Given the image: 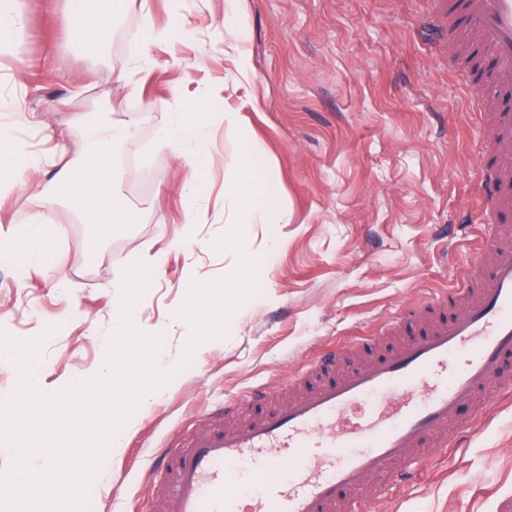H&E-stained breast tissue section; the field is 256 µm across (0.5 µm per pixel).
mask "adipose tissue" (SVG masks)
Wrapping results in <instances>:
<instances>
[{
	"label": "adipose tissue",
	"instance_id": "adipose-tissue-1",
	"mask_svg": "<svg viewBox=\"0 0 512 512\" xmlns=\"http://www.w3.org/2000/svg\"><path fill=\"white\" fill-rule=\"evenodd\" d=\"M135 127L132 120L112 125L89 122L85 160L78 165L61 166L56 171L51 184L53 197L64 202L84 223L104 231L131 223V212L112 201V149L129 139ZM211 138L212 112L206 96L180 106L158 133L159 147L189 164L196 173L188 186V196H196L202 190L201 176ZM43 163L41 156L26 150L9 132L0 129V185L6 191L24 189L25 172ZM48 224L43 202H36L22 223L5 230L0 228V253L9 254L26 266L44 264L54 247Z\"/></svg>",
	"mask_w": 512,
	"mask_h": 512
}]
</instances>
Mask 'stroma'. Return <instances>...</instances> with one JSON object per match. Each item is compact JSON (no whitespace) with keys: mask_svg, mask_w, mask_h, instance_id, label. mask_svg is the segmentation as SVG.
I'll use <instances>...</instances> for the list:
<instances>
[{"mask_svg":"<svg viewBox=\"0 0 512 512\" xmlns=\"http://www.w3.org/2000/svg\"><path fill=\"white\" fill-rule=\"evenodd\" d=\"M432 0H245L249 79L224 50V0H129L104 44L83 43L68 18L85 0H22L23 31L0 52V124L28 150L83 157L85 127L98 119H135L114 155L116 199L134 215L125 229L100 235L63 204L49 210L58 231L50 266L26 268L0 255V329L31 339L57 331L40 350L41 384L90 375L103 365L118 324L114 311L123 267L161 253L140 300L144 328L163 329L180 360L186 339L171 319L189 272H230L233 252L211 244L224 222L228 154L257 146L265 155L281 224H255L249 250L271 239L282 249L259 271V293L234 315L223 342L196 350L176 386L139 415L122 449L91 484L96 512H141L151 490L145 474L159 449L179 443L212 404L256 388H278L323 349L351 350L378 335L403 308L474 275L486 241L467 225L479 208L474 175L476 125L448 47L427 41ZM183 28L174 43H144L146 28ZM147 54L137 74L139 100L115 68ZM210 92L216 116L208 191L196 200L207 221L197 243L174 250L185 222L190 167L158 148L159 129L178 106ZM240 112L243 131L229 140L221 117ZM63 131L61 143L46 141ZM0 203V220L22 222L31 194H49L43 170ZM512 496V403L478 421L434 460L414 486L367 489L366 512H496Z\"/></svg>","mask_w":512,"mask_h":512,"instance_id":"stroma-1","label":"stroma"}]
</instances>
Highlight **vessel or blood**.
<instances>
[{"mask_svg": "<svg viewBox=\"0 0 512 512\" xmlns=\"http://www.w3.org/2000/svg\"><path fill=\"white\" fill-rule=\"evenodd\" d=\"M432 24L488 69L480 106L478 279L424 298L358 364L333 350L289 377L288 399L250 390L168 451L151 512H360L369 481L405 484L498 398L512 395V0H438Z\"/></svg>", "mask_w": 512, "mask_h": 512, "instance_id": "1", "label": "vessel or blood"}]
</instances>
